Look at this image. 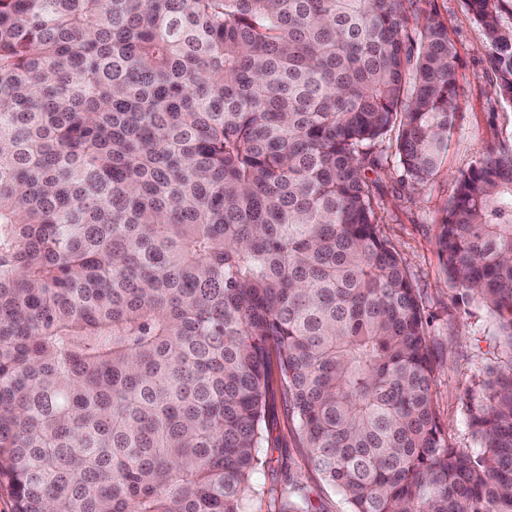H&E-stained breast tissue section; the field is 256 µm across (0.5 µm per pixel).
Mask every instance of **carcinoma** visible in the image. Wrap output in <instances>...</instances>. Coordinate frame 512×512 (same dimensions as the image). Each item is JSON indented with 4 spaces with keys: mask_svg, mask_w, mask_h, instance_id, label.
Listing matches in <instances>:
<instances>
[{
    "mask_svg": "<svg viewBox=\"0 0 512 512\" xmlns=\"http://www.w3.org/2000/svg\"><path fill=\"white\" fill-rule=\"evenodd\" d=\"M412 0H0V492L244 512L271 361L349 512H512V368L443 437L419 298L363 175L448 152L456 52ZM512 104V0H465ZM452 279L512 349V145L456 180ZM280 512H317L288 481Z\"/></svg>",
    "mask_w": 512,
    "mask_h": 512,
    "instance_id": "carcinoma-1",
    "label": "carcinoma"
}]
</instances>
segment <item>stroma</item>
Wrapping results in <instances>:
<instances>
[{
  "mask_svg": "<svg viewBox=\"0 0 512 512\" xmlns=\"http://www.w3.org/2000/svg\"><path fill=\"white\" fill-rule=\"evenodd\" d=\"M421 9L447 20L457 51V112L448 153L433 178L419 188L404 183L390 148L385 165L367 171L366 178L380 234L404 260L420 297L434 366V410L443 435L453 447L476 452L481 444L471 417L488 402L490 369L511 363L512 349L500 336L495 317L450 277L439 250V222L454 196L457 176L476 163L480 151L491 144H512V104L494 93L490 48L464 0H423ZM267 426L266 485L281 489L292 476L307 487L320 512H347L342 496L322 480L302 448L297 422L277 388L269 396Z\"/></svg>",
  "mask_w": 512,
  "mask_h": 512,
  "instance_id": "1",
  "label": "stroma"
}]
</instances>
